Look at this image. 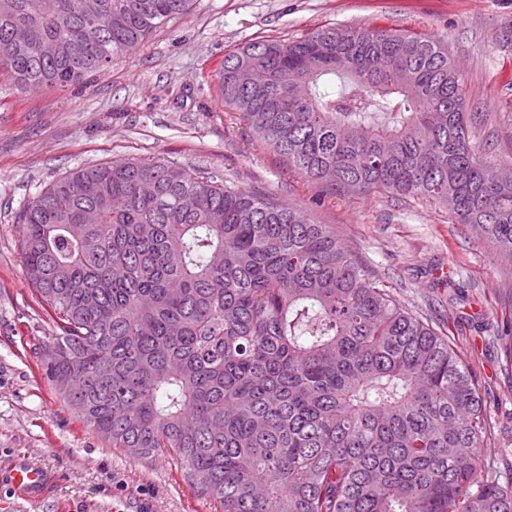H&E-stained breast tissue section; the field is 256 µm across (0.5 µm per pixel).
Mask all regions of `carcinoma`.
Wrapping results in <instances>:
<instances>
[{
  "label": "carcinoma",
  "instance_id": "carcinoma-1",
  "mask_svg": "<svg viewBox=\"0 0 512 512\" xmlns=\"http://www.w3.org/2000/svg\"><path fill=\"white\" fill-rule=\"evenodd\" d=\"M191 2L0 0V72L65 87ZM242 63L260 89L239 86ZM463 85L448 45L398 28L254 41L218 69L224 105L288 170L330 194L450 204L512 267V183L487 179L497 158ZM171 167L79 166L17 216L23 277L58 330L38 366L80 421L134 459L171 456L224 512H512L451 337L332 225Z\"/></svg>",
  "mask_w": 512,
  "mask_h": 512
}]
</instances>
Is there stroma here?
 Instances as JSON below:
<instances>
[{"label": "stroma", "instance_id": "obj_1", "mask_svg": "<svg viewBox=\"0 0 512 512\" xmlns=\"http://www.w3.org/2000/svg\"><path fill=\"white\" fill-rule=\"evenodd\" d=\"M325 25L441 39L464 75L469 111L494 113V148L512 167V0H193L184 17L80 83L22 92L0 75V475L21 460L50 477L36 500L0 485V512L216 510L168 456L133 459L88 429L36 365L35 348L56 330L23 279L16 218L66 171L127 157L217 173L334 225L402 304L449 330L487 403L483 464L512 481V356L499 334L512 268L447 209L384 193L320 195L217 94L212 73L225 54ZM453 286L465 296L457 307Z\"/></svg>", "mask_w": 512, "mask_h": 512}]
</instances>
